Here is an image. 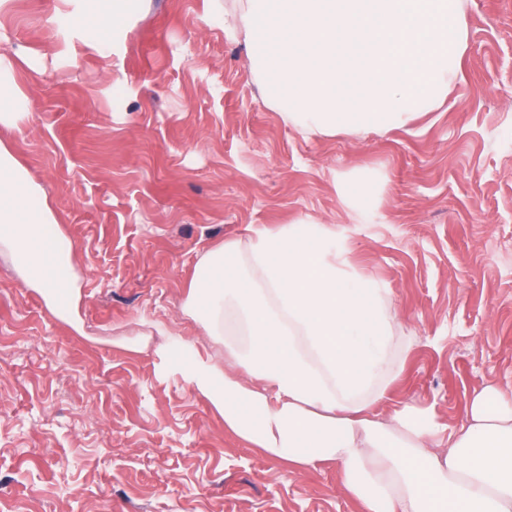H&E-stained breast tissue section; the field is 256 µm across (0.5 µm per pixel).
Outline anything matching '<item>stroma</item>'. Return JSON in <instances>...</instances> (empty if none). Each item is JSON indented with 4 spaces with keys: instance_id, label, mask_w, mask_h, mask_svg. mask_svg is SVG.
I'll return each mask as SVG.
<instances>
[{
    "instance_id": "1",
    "label": "stroma",
    "mask_w": 512,
    "mask_h": 512,
    "mask_svg": "<svg viewBox=\"0 0 512 512\" xmlns=\"http://www.w3.org/2000/svg\"><path fill=\"white\" fill-rule=\"evenodd\" d=\"M129 3L103 56L78 22L86 0L0 10V53L32 62L27 115L0 140L74 243L86 331L0 257V512H358L336 466L264 457L185 381L209 338L182 312L184 284L249 229L347 227L413 338L396 398L457 426L466 396L512 388V0H463V75L419 134L333 138L266 107L224 0ZM355 169L380 186L357 228L336 191ZM145 322L163 333L140 335Z\"/></svg>"
}]
</instances>
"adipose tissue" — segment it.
Wrapping results in <instances>:
<instances>
[{
    "instance_id": "1",
    "label": "adipose tissue",
    "mask_w": 512,
    "mask_h": 512,
    "mask_svg": "<svg viewBox=\"0 0 512 512\" xmlns=\"http://www.w3.org/2000/svg\"><path fill=\"white\" fill-rule=\"evenodd\" d=\"M462 0H225L224 32L249 49L266 105L306 136L408 128L442 109L469 48ZM20 53L0 54V127L24 119ZM356 224L375 184L337 176ZM75 247L48 196L0 141V256L61 321L80 328ZM183 312L224 354L193 350L187 383L226 430L288 466L336 465L360 512H512V392L489 386L448 428L430 408L377 406L412 344L390 294L312 217L250 230L201 253Z\"/></svg>"
}]
</instances>
